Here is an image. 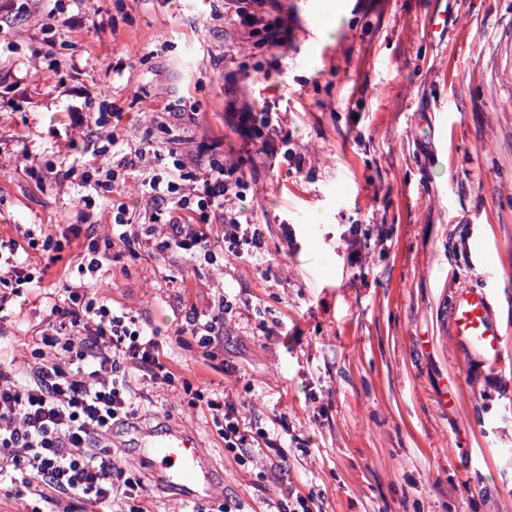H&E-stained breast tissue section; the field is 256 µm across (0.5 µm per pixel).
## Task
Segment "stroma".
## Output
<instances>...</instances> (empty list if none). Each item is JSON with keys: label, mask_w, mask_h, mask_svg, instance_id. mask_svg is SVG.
Listing matches in <instances>:
<instances>
[{"label": "stroma", "mask_w": 512, "mask_h": 512, "mask_svg": "<svg viewBox=\"0 0 512 512\" xmlns=\"http://www.w3.org/2000/svg\"><path fill=\"white\" fill-rule=\"evenodd\" d=\"M275 0L288 40L277 55L242 42L208 0H0V239L38 282L0 311V368L37 360L67 289L93 281L157 334L168 389L139 372L133 421L195 434L222 474L210 504L272 512L289 491L320 512H512V0ZM52 27H45L48 10ZM457 26L432 31L433 15ZM81 16L78 25L70 16ZM182 99L181 115L167 112ZM277 113L302 168L257 153L226 123L245 105ZM180 141L170 142V127ZM170 142L186 178L234 152L253 179L245 205L263 227L253 256L165 250L169 205L138 176L89 193L85 164ZM125 209L128 243L109 269L78 271ZM317 212V224L298 217ZM361 225L362 260L343 235ZM32 230L24 239L23 230ZM487 288L504 329L500 370L466 360L449 334L454 289ZM231 311L218 314L220 297ZM196 333H189V322ZM215 328L219 348L200 346ZM226 395L252 440L246 464L224 449L194 395ZM287 447L267 466L266 435ZM112 461L145 479L153 512H191L156 488L125 428ZM0 479V512H125Z\"/></svg>", "instance_id": "1"}]
</instances>
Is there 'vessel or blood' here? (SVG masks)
<instances>
[{
    "mask_svg": "<svg viewBox=\"0 0 512 512\" xmlns=\"http://www.w3.org/2000/svg\"><path fill=\"white\" fill-rule=\"evenodd\" d=\"M491 297L481 287L455 289L450 297L449 330L454 343L474 355L483 366L500 363L503 333L491 319ZM142 445L153 457L151 478L155 483H176L188 496L207 500L217 483V473L192 433L174 430L156 432L152 426H137Z\"/></svg>",
    "mask_w": 512,
    "mask_h": 512,
    "instance_id": "obj_1",
    "label": "vessel or blood"
}]
</instances>
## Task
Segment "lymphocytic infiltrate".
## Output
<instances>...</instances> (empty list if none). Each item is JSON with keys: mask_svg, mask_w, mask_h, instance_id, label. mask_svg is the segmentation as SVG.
<instances>
[{"mask_svg": "<svg viewBox=\"0 0 512 512\" xmlns=\"http://www.w3.org/2000/svg\"><path fill=\"white\" fill-rule=\"evenodd\" d=\"M265 5L266 0H248L244 7L237 0H224V22L242 40L273 55L284 46L285 32L266 20ZM224 118L250 140L260 141V153L301 163L293 148L264 140V129L275 119L268 110L247 108L225 113ZM165 159L163 148L147 140L119 165L140 172L151 201L169 203L168 249L192 257L210 254L207 224L214 212L221 215L231 250L260 248L262 227L242 205L249 182L241 163L210 164L187 191L176 172L156 173ZM69 298V303L55 306L56 322L41 334L37 363L20 371L0 369V473L19 471L23 488L38 482L55 494L93 506L118 494L128 512H149L142 479L113 465L109 435L114 424L136 412L128 383L131 371L155 384H172L175 377L162 360L154 332L138 316L112 308L99 296L81 306L77 293ZM206 407L219 426L225 450L242 458L248 434L236 404L215 397L207 399Z\"/></svg>", "mask_w": 512, "mask_h": 512, "instance_id": "1", "label": "lymphocytic infiltrate"}]
</instances>
